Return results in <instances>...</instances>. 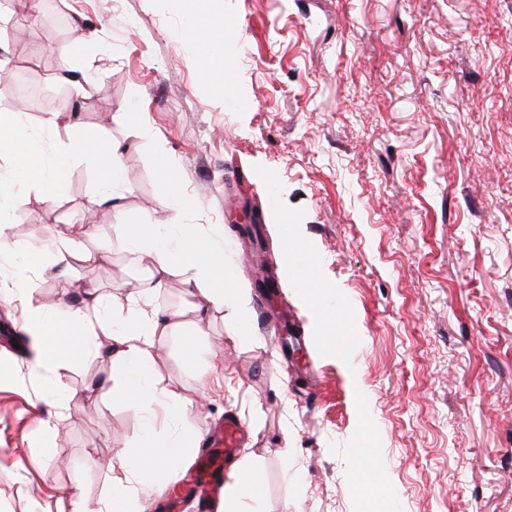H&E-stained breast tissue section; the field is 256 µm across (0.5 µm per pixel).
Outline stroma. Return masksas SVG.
Masks as SVG:
<instances>
[{
    "label": "stroma",
    "instance_id": "obj_1",
    "mask_svg": "<svg viewBox=\"0 0 512 512\" xmlns=\"http://www.w3.org/2000/svg\"><path fill=\"white\" fill-rule=\"evenodd\" d=\"M53 3L52 21L0 0V57L71 118L37 146L0 144V165L31 169L54 140L103 128L129 190L88 228L97 173L74 166L62 200L33 194L12 215L0 266L48 254L50 231L79 245L92 231L109 257L38 296L89 284L125 303L149 271L115 225L187 196L185 223L223 234L225 269L252 287L245 315L210 314L194 355L157 342L161 384L203 396L188 443L238 415L263 512H512V0H223L219 20L209 0ZM188 19L223 25V56L187 50ZM77 39L81 54H58ZM100 67L73 98L69 76ZM247 208L258 225L237 224ZM307 261L319 308L296 281ZM265 263L278 286L264 292ZM243 319L257 342L238 339ZM22 320L0 297V512H74L72 486L94 505L126 483L142 416L111 396L110 360L32 374Z\"/></svg>",
    "mask_w": 512,
    "mask_h": 512
}]
</instances>
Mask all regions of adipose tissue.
I'll use <instances>...</instances> for the list:
<instances>
[{
    "label": "adipose tissue",
    "instance_id": "obj_1",
    "mask_svg": "<svg viewBox=\"0 0 512 512\" xmlns=\"http://www.w3.org/2000/svg\"><path fill=\"white\" fill-rule=\"evenodd\" d=\"M65 111L61 105L46 112L40 129L35 130L17 120L12 99L0 91V116L9 118L8 137L15 141L37 142L42 133L57 129ZM83 162L91 163L100 174V187L89 198L88 208L117 202L127 192L118 145L104 130H87L61 144L50 161L36 171L22 174L12 169L0 176V218L16 209L29 192L47 200L63 198L69 171ZM159 207L166 213L163 224L117 227L128 251L146 257L149 266L148 278L129 295L125 310L110 311L108 299L95 287L81 289L67 301L35 300L43 278L57 277L71 262L94 265L107 259L111 246L102 237L76 249L55 239L51 261L16 263L7 276L0 278V292L20 302L23 308L22 326L36 346L33 370L56 371L58 364L73 353L110 358L117 371L112 379L113 392L133 401L143 416V441L126 459L128 483L113 488L111 499L100 502L94 512H112L116 499L135 503L139 486L165 484L187 454L181 439H155L157 413H164L171 420H185L196 399L172 396L156 377L157 339L178 332L182 324L173 313L155 306L154 295L176 277L185 285L198 318L225 307L243 312L250 304V290L244 283L225 290L218 288L219 247L204 225L184 224V215L192 209L188 198L169 196L161 199Z\"/></svg>",
    "mask_w": 512,
    "mask_h": 512
}]
</instances>
